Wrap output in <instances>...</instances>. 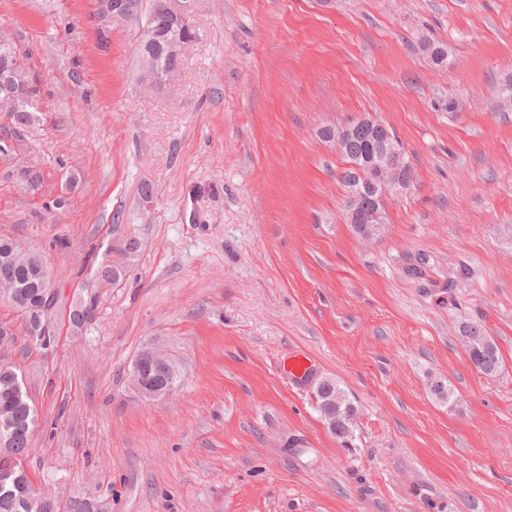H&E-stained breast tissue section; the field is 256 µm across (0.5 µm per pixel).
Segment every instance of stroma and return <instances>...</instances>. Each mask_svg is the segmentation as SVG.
<instances>
[{
	"mask_svg": "<svg viewBox=\"0 0 512 512\" xmlns=\"http://www.w3.org/2000/svg\"><path fill=\"white\" fill-rule=\"evenodd\" d=\"M194 21L179 81L147 99L135 27L100 0H0L40 90L30 126L0 112V235L46 252L60 295L46 350L0 303L34 479L107 512H512V0H196ZM362 117L414 169L368 242L319 136ZM129 236L137 262L99 281ZM90 299L73 335L65 312ZM472 323L496 376L468 357ZM149 342L181 381L141 402L128 372ZM324 376L358 410L345 445L313 398ZM96 314V303L94 301H75L69 306V327L79 335L87 330L88 326L92 325ZM461 334L475 368L485 376H495L500 369L501 355L494 339L482 326L474 324L463 326Z\"/></svg>",
	"mask_w": 512,
	"mask_h": 512,
	"instance_id": "stroma-1",
	"label": "stroma"
}]
</instances>
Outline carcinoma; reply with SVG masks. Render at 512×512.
Wrapping results in <instances>:
<instances>
[{
	"label": "carcinoma",
	"mask_w": 512,
	"mask_h": 512,
	"mask_svg": "<svg viewBox=\"0 0 512 512\" xmlns=\"http://www.w3.org/2000/svg\"><path fill=\"white\" fill-rule=\"evenodd\" d=\"M149 2L151 6L146 11L144 0H128L132 22L137 29L149 28L154 34L150 41L137 37L139 54L152 57L156 69L160 72L177 70L181 58L170 52L168 42L174 37L192 39L196 37V32L183 26L175 27L170 23L169 15L165 11L166 0ZM422 49L434 64L440 66L446 63L447 53L442 44L427 40L422 44ZM376 148L377 144L372 138L371 131L359 127L351 132L341 149L347 163L341 181L347 189L354 185L367 188V192L358 203L366 214L381 209L379 183L376 182V176L371 168ZM138 252V240L133 237L126 238L114 249L117 257L110 262L102 263L98 268V277L104 281H119L135 262ZM95 318L96 303L92 300L75 301L69 306L68 323L76 334L87 330ZM461 334L475 368L485 376H495L500 369L501 355L494 339L482 326L474 324L463 326ZM141 371L144 376L159 385L168 382L175 387L180 382L179 377L149 364L143 365ZM314 398L320 414L331 412L333 424L328 426L330 433L343 443L352 439L357 408L339 383L331 377L321 379L315 385ZM7 417L15 418L18 424L10 440V450L14 455L24 459L28 451L30 433L36 424L37 412L23 391L22 379L15 367L1 360L0 421ZM0 512H59V506L39 500L32 491L30 475L25 471L16 470L8 477L0 478Z\"/></svg>",
	"instance_id": "obj_1"
}]
</instances>
